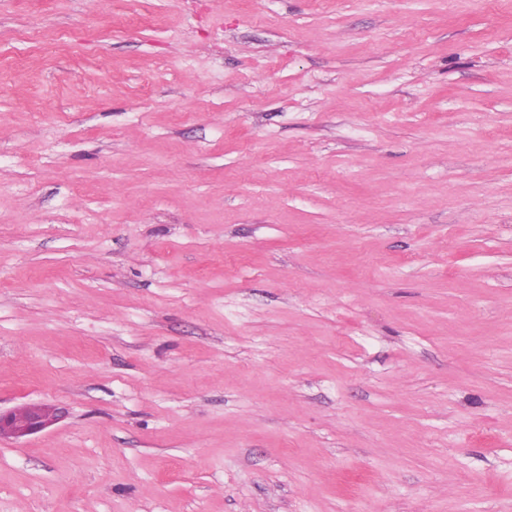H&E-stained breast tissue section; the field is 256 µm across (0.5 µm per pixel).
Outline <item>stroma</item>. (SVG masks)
I'll use <instances>...</instances> for the list:
<instances>
[{
    "mask_svg": "<svg viewBox=\"0 0 512 512\" xmlns=\"http://www.w3.org/2000/svg\"><path fill=\"white\" fill-rule=\"evenodd\" d=\"M0 512H512V0H0ZM65 411L47 404H23L8 410L0 408V439L20 440L59 423Z\"/></svg>",
    "mask_w": 512,
    "mask_h": 512,
    "instance_id": "obj_1",
    "label": "stroma"
}]
</instances>
